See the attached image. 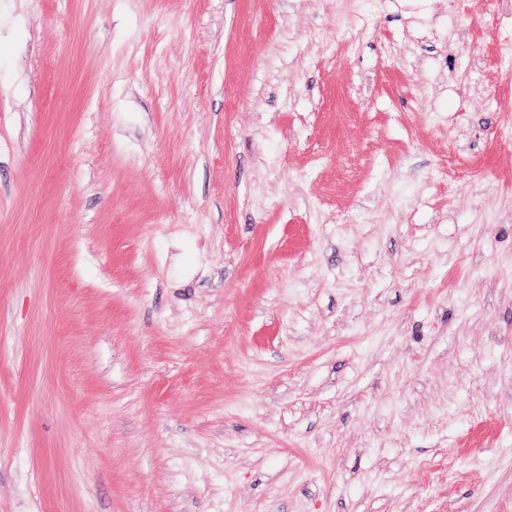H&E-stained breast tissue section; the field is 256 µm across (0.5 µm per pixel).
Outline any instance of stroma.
<instances>
[{"label":"stroma","instance_id":"1","mask_svg":"<svg viewBox=\"0 0 512 512\" xmlns=\"http://www.w3.org/2000/svg\"><path fill=\"white\" fill-rule=\"evenodd\" d=\"M512 0H0V512H512Z\"/></svg>","mask_w":512,"mask_h":512}]
</instances>
